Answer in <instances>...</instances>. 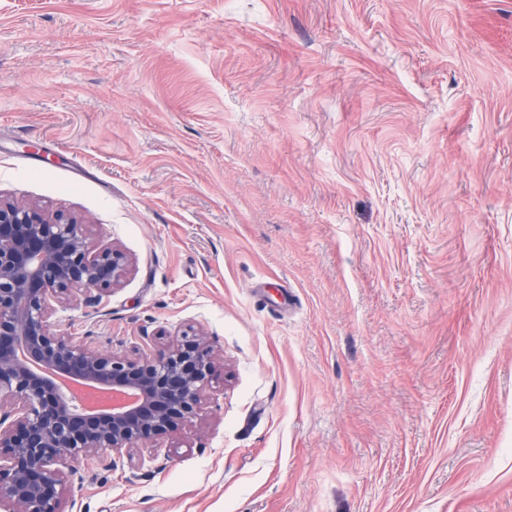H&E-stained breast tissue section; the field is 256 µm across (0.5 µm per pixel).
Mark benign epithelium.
Masks as SVG:
<instances>
[{"label":"benign epithelium","mask_w":512,"mask_h":512,"mask_svg":"<svg viewBox=\"0 0 512 512\" xmlns=\"http://www.w3.org/2000/svg\"><path fill=\"white\" fill-rule=\"evenodd\" d=\"M72 216L0 199V512H65L66 460L143 454L153 439L190 427L224 364L193 327L142 336L108 352L96 337L51 330L53 303L99 302L121 286L127 256L96 248ZM127 397L79 409L60 382Z\"/></svg>","instance_id":"obj_1"}]
</instances>
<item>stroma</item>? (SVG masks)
Returning <instances> with one entry per match:
<instances>
[{
	"label": "stroma",
	"mask_w": 512,
	"mask_h": 512,
	"mask_svg": "<svg viewBox=\"0 0 512 512\" xmlns=\"http://www.w3.org/2000/svg\"><path fill=\"white\" fill-rule=\"evenodd\" d=\"M0 195L224 358L65 512H512V0H0Z\"/></svg>",
	"instance_id": "obj_1"
}]
</instances>
